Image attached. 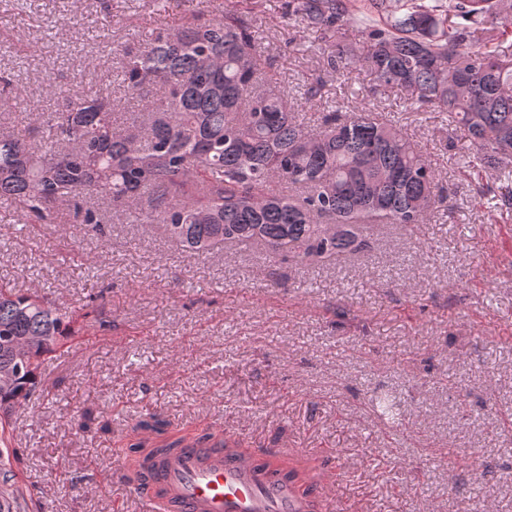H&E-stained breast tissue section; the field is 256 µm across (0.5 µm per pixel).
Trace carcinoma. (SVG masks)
<instances>
[{
    "label": "carcinoma",
    "instance_id": "cac0c4a2",
    "mask_svg": "<svg viewBox=\"0 0 512 512\" xmlns=\"http://www.w3.org/2000/svg\"><path fill=\"white\" fill-rule=\"evenodd\" d=\"M303 29L334 43L338 74L363 70L411 105L447 114L496 174L478 200L512 213V10L503 0H288ZM363 46L345 43L348 29ZM268 62L232 11L164 28L126 52L122 83L141 101L139 120L112 119L92 94L64 110L29 109L30 124L0 132V199L44 220L67 205L104 237L105 198L136 224H159L178 249L205 254L220 242L264 246L270 257L321 261L357 251L376 224H424L444 200L431 159L395 120L332 111L309 130L268 87ZM160 84L161 94H150ZM78 316L34 291L0 285V413L38 391L43 357L76 335ZM0 450V512H21L23 490Z\"/></svg>",
    "mask_w": 512,
    "mask_h": 512
}]
</instances>
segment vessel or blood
<instances>
[{"label": "vessel or blood", "instance_id": "obj_1", "mask_svg": "<svg viewBox=\"0 0 512 512\" xmlns=\"http://www.w3.org/2000/svg\"><path fill=\"white\" fill-rule=\"evenodd\" d=\"M142 512H315L316 505L282 475L279 458L262 459L222 435L187 441L149 462Z\"/></svg>", "mask_w": 512, "mask_h": 512}]
</instances>
